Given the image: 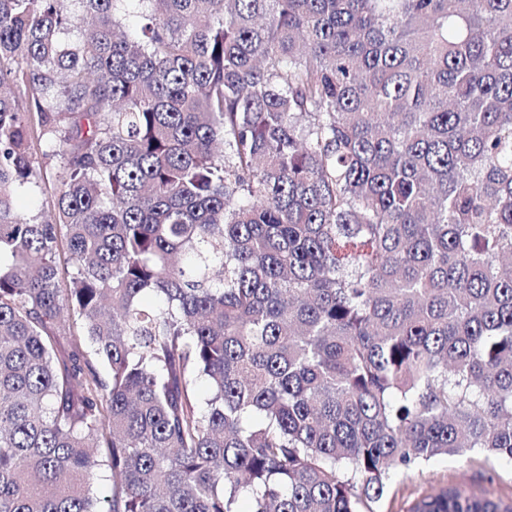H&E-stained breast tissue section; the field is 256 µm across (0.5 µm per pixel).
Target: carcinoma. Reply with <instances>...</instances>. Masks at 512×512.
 Masks as SVG:
<instances>
[{
    "mask_svg": "<svg viewBox=\"0 0 512 512\" xmlns=\"http://www.w3.org/2000/svg\"><path fill=\"white\" fill-rule=\"evenodd\" d=\"M506 260L512 0H0V512H376L512 460ZM41 147H36L37 161L43 164L45 171V180L41 188L36 191L23 192L17 196V207L26 213H37L40 211L49 212L54 209L55 187L58 176V169L55 160L50 161L42 155ZM448 482L466 485L477 494L512 501V463L509 459L488 456L482 448H471L463 457H436L417 465L407 474L398 473L379 512H406L415 498Z\"/></svg>",
    "mask_w": 512,
    "mask_h": 512,
    "instance_id": "obj_1",
    "label": "carcinoma"
}]
</instances>
